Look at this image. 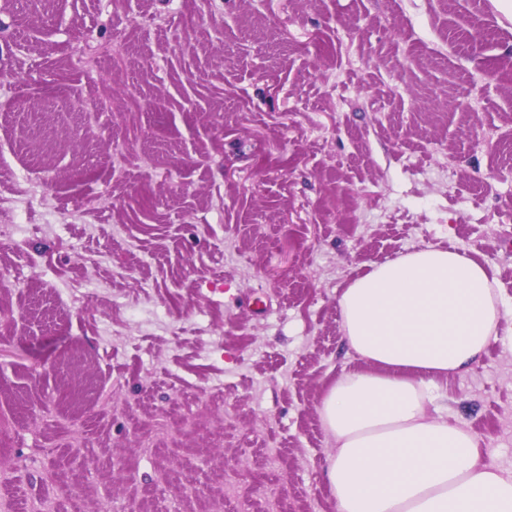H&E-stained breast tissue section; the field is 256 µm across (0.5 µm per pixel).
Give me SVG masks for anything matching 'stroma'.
Segmentation results:
<instances>
[{
  "label": "stroma",
  "instance_id": "1",
  "mask_svg": "<svg viewBox=\"0 0 512 512\" xmlns=\"http://www.w3.org/2000/svg\"><path fill=\"white\" fill-rule=\"evenodd\" d=\"M507 238L492 0H0V501L336 512L339 295L426 244L496 281L441 392L512 469Z\"/></svg>",
  "mask_w": 512,
  "mask_h": 512
}]
</instances>
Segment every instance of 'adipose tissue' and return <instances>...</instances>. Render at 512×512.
<instances>
[{
	"mask_svg": "<svg viewBox=\"0 0 512 512\" xmlns=\"http://www.w3.org/2000/svg\"><path fill=\"white\" fill-rule=\"evenodd\" d=\"M338 303L366 367L332 383L319 407L336 443L325 476L337 512H512V470L481 462L475 435L432 395L497 332L485 265L423 245L371 265Z\"/></svg>",
	"mask_w": 512,
	"mask_h": 512,
	"instance_id": "obj_1",
	"label": "adipose tissue"
}]
</instances>
